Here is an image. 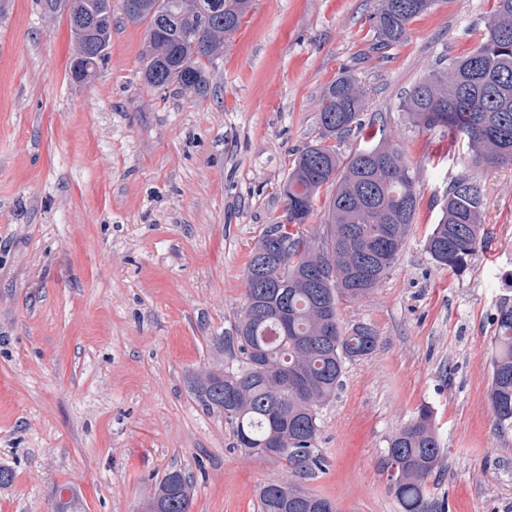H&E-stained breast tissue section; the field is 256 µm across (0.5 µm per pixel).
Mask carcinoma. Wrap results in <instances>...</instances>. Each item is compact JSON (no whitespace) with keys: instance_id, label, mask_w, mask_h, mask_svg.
<instances>
[{"instance_id":"carcinoma-1","label":"carcinoma","mask_w":512,"mask_h":512,"mask_svg":"<svg viewBox=\"0 0 512 512\" xmlns=\"http://www.w3.org/2000/svg\"><path fill=\"white\" fill-rule=\"evenodd\" d=\"M43 13L68 10L82 24L70 73L76 82L96 74L112 34V0H45ZM122 0L125 17L146 29L141 71L154 88L207 93L210 70L239 29L252 0ZM492 20L462 58L441 63L404 96L402 111L419 128L439 127L451 110L448 133L467 140L473 160L512 162V0H493ZM435 0H380L373 16L375 46L400 44L408 25ZM366 90L351 74L328 83L319 99V133L298 151L281 186L284 217L292 225L312 215L321 189L330 187L325 222L310 236L272 224L252 251L249 267L267 259L269 272L246 280L245 303L233 329L209 338V366L186 375L195 402L231 425L235 447L275 457L288 471L258 492L259 512H337L336 503L306 492L299 479L322 468L316 442L319 411L335 395L346 364L371 357L379 336L367 323L344 325L340 302H356L379 285L401 251L419 206L416 177L399 144L387 139L348 158L331 139L366 133ZM466 178L446 191L426 252L439 267L461 273L482 246L483 197L463 191ZM491 338L488 400L499 433L512 428V304L497 307ZM444 449L431 410L423 406L387 441L384 468L402 512H447L429 494ZM192 480L171 470L142 503V512H192Z\"/></svg>"}]
</instances>
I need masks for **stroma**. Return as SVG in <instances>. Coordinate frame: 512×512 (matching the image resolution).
Returning a JSON list of instances; mask_svg holds the SVG:
<instances>
[{"mask_svg":"<svg viewBox=\"0 0 512 512\" xmlns=\"http://www.w3.org/2000/svg\"><path fill=\"white\" fill-rule=\"evenodd\" d=\"M378 0H254L200 97L141 76L145 28L112 0L96 75H70L68 19L35 0L0 12V512H51L65 486L85 512H140L165 471L193 477L192 512H259L285 460L233 446L185 385L232 329L250 254L281 220L280 186L318 134L325 85L354 75L365 121L397 140L420 203L402 251L343 323L379 336L320 411L325 463L304 490L339 512H402L382 459L429 406L447 450L431 497L449 512H512V430L487 392L493 315L512 300V164L478 166L463 138L412 125L400 103L440 60L472 50L491 0H437L406 39L373 50ZM483 195L487 239L464 273L425 241L449 183Z\"/></svg>","mask_w":512,"mask_h":512,"instance_id":"1","label":"stroma"}]
</instances>
